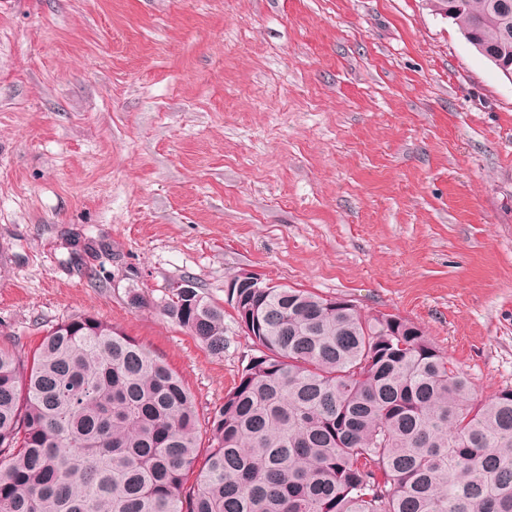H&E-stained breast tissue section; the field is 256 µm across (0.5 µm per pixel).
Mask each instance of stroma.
<instances>
[{
  "instance_id": "obj_1",
  "label": "stroma",
  "mask_w": 512,
  "mask_h": 512,
  "mask_svg": "<svg viewBox=\"0 0 512 512\" xmlns=\"http://www.w3.org/2000/svg\"><path fill=\"white\" fill-rule=\"evenodd\" d=\"M257 273L512 389V80L425 0H0V347L92 315L211 416ZM189 282L214 354L162 317Z\"/></svg>"
}]
</instances>
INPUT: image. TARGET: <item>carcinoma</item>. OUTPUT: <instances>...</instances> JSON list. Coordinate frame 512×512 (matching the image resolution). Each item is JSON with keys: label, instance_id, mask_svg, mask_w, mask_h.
I'll return each mask as SVG.
<instances>
[{"label": "carcinoma", "instance_id": "1", "mask_svg": "<svg viewBox=\"0 0 512 512\" xmlns=\"http://www.w3.org/2000/svg\"><path fill=\"white\" fill-rule=\"evenodd\" d=\"M430 3L512 63V0ZM234 309L253 353L205 421L162 358L94 316L28 360L0 349V512H512L511 389L476 400L423 330L308 291ZM160 313L224 352L197 289Z\"/></svg>", "mask_w": 512, "mask_h": 512}]
</instances>
